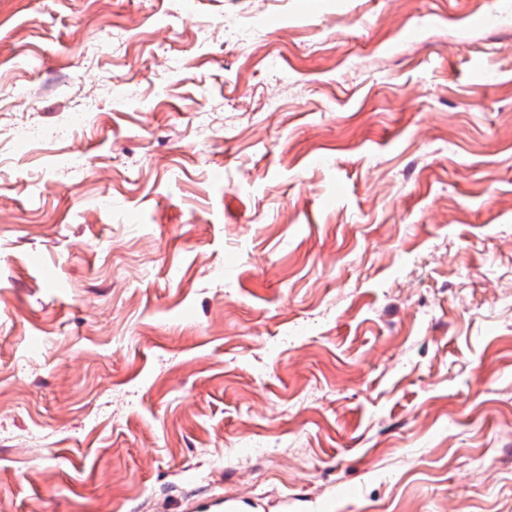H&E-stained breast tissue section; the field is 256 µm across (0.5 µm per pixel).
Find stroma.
Returning <instances> with one entry per match:
<instances>
[{
  "instance_id": "1",
  "label": "stroma",
  "mask_w": 512,
  "mask_h": 512,
  "mask_svg": "<svg viewBox=\"0 0 512 512\" xmlns=\"http://www.w3.org/2000/svg\"><path fill=\"white\" fill-rule=\"evenodd\" d=\"M0 512H512V0H0Z\"/></svg>"
}]
</instances>
